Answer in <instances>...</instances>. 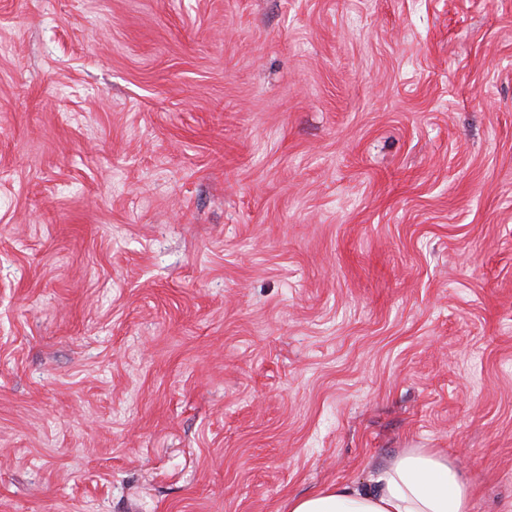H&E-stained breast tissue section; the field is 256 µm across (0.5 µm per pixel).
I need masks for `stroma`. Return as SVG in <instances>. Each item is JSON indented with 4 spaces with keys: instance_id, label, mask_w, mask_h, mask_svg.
<instances>
[{
    "instance_id": "stroma-1",
    "label": "stroma",
    "mask_w": 512,
    "mask_h": 512,
    "mask_svg": "<svg viewBox=\"0 0 512 512\" xmlns=\"http://www.w3.org/2000/svg\"><path fill=\"white\" fill-rule=\"evenodd\" d=\"M405 448L512 501V0H0V512Z\"/></svg>"
}]
</instances>
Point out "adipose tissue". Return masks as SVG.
I'll return each instance as SVG.
<instances>
[{
  "instance_id": "adipose-tissue-1",
  "label": "adipose tissue",
  "mask_w": 512,
  "mask_h": 512,
  "mask_svg": "<svg viewBox=\"0 0 512 512\" xmlns=\"http://www.w3.org/2000/svg\"><path fill=\"white\" fill-rule=\"evenodd\" d=\"M472 488L438 448H407L363 483L289 499L286 512H470Z\"/></svg>"
}]
</instances>
